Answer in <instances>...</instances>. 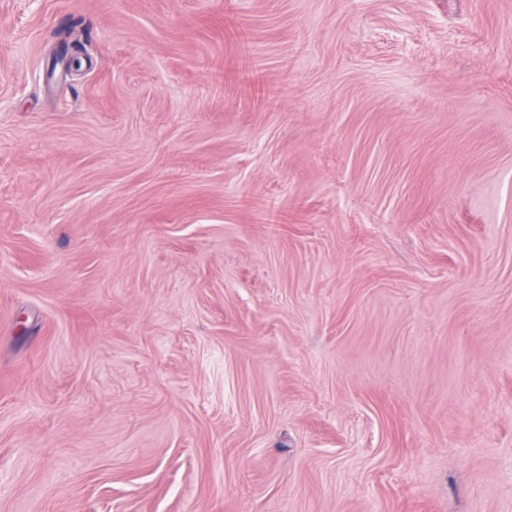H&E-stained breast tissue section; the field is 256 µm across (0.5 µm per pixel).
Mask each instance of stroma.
<instances>
[{
	"instance_id": "1",
	"label": "stroma",
	"mask_w": 512,
	"mask_h": 512,
	"mask_svg": "<svg viewBox=\"0 0 512 512\" xmlns=\"http://www.w3.org/2000/svg\"><path fill=\"white\" fill-rule=\"evenodd\" d=\"M0 512H512V0H0Z\"/></svg>"
}]
</instances>
